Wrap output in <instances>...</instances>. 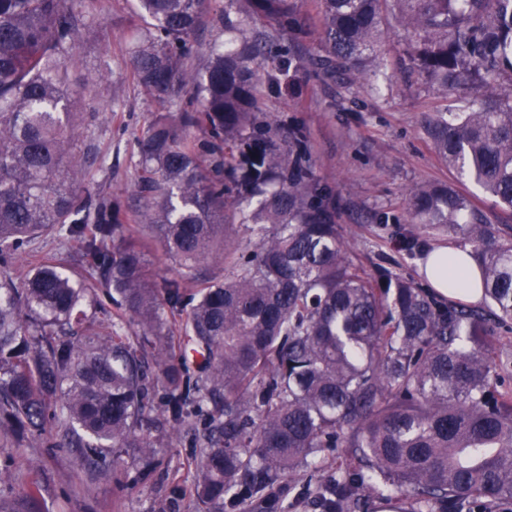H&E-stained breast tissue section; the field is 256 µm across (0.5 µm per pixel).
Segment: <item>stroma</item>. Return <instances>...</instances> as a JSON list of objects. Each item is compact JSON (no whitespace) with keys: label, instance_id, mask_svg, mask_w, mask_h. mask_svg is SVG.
<instances>
[{"label":"stroma","instance_id":"1","mask_svg":"<svg viewBox=\"0 0 512 512\" xmlns=\"http://www.w3.org/2000/svg\"><path fill=\"white\" fill-rule=\"evenodd\" d=\"M135 3L103 0L100 18L82 37L74 65L75 71L84 72L105 60L111 64L100 88L97 110L102 120L93 138L102 153L96 179L110 181L116 193L128 188L135 176V134L157 113L124 80ZM296 7L306 14L309 33L295 49L297 65L264 102L286 123L305 128L315 175L336 199L333 220L353 255L366 268L381 264L418 278L423 256L404 251V238L418 237L429 248L449 241L447 235L408 221V191L431 182L458 186L492 223L512 225V214L493 207L477 186L458 182L455 172L435 156L422 117L440 99L409 70L405 33L386 24L367 83L349 85L326 78L310 63L323 46L320 0H296ZM112 112L121 115V123L105 122ZM199 455L191 435L184 434L172 447L158 449L151 463L128 462L117 478L107 463L93 479L78 466L71 449L26 439L9 454H0V499L19 498L35 480L41 486L40 512H194L192 485Z\"/></svg>","mask_w":512,"mask_h":512}]
</instances>
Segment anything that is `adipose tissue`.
Here are the masks:
<instances>
[{"label": "adipose tissue", "instance_id": "ef3b65f1", "mask_svg": "<svg viewBox=\"0 0 512 512\" xmlns=\"http://www.w3.org/2000/svg\"><path fill=\"white\" fill-rule=\"evenodd\" d=\"M420 273L440 296L470 302L480 301L483 296L467 246H433L420 265Z\"/></svg>", "mask_w": 512, "mask_h": 512}]
</instances>
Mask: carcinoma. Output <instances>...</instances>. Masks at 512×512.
<instances>
[{
  "instance_id": "obj_1",
  "label": "carcinoma",
  "mask_w": 512,
  "mask_h": 512,
  "mask_svg": "<svg viewBox=\"0 0 512 512\" xmlns=\"http://www.w3.org/2000/svg\"><path fill=\"white\" fill-rule=\"evenodd\" d=\"M329 77L367 81L384 12L437 90L476 88L423 115L439 160L512 212V0H321ZM126 82L167 112L135 139L117 197L95 181L99 70L73 73L98 0H0V449L28 436L98 472L151 461L188 430L197 512H288L316 481L319 512H491L512 506V241L456 188L409 191L411 223L470 247L484 313L365 271L332 221L308 138L264 111L308 34L293 0H138ZM232 33L196 71L192 37ZM254 238L242 245L237 232ZM73 249L64 269L37 241ZM174 265L152 267L155 248ZM112 302L101 331L85 307ZM136 325L134 334L128 333ZM211 406L202 425L190 406ZM336 450V471L320 454ZM40 488L0 501L38 512Z\"/></svg>"
}]
</instances>
